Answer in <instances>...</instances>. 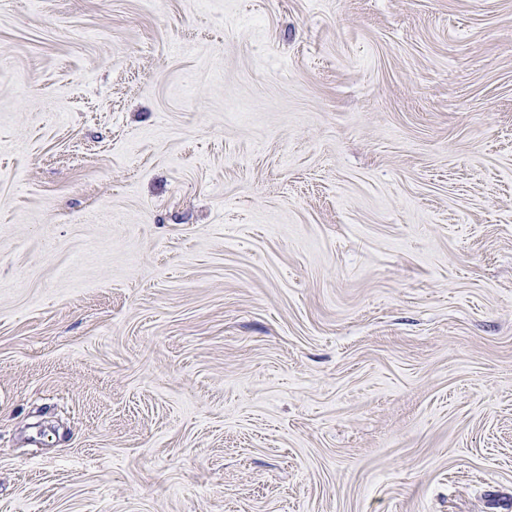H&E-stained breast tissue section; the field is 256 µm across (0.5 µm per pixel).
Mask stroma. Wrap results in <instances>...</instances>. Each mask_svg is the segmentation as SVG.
Instances as JSON below:
<instances>
[{
  "label": "stroma",
  "instance_id": "obj_1",
  "mask_svg": "<svg viewBox=\"0 0 512 512\" xmlns=\"http://www.w3.org/2000/svg\"><path fill=\"white\" fill-rule=\"evenodd\" d=\"M0 512H512V0H0Z\"/></svg>",
  "mask_w": 512,
  "mask_h": 512
}]
</instances>
